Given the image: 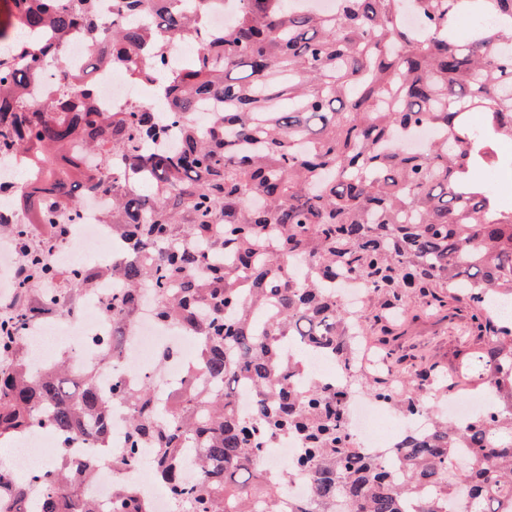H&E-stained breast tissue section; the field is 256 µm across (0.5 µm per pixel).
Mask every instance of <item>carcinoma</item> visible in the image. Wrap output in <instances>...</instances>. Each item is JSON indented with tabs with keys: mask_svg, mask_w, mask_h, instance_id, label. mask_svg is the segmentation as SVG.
<instances>
[{
	"mask_svg": "<svg viewBox=\"0 0 512 512\" xmlns=\"http://www.w3.org/2000/svg\"><path fill=\"white\" fill-rule=\"evenodd\" d=\"M209 0H112L129 17L107 29L97 0H9L0 40L51 33L41 43L17 40L16 56H0V157L30 155L28 184L12 188L34 224L62 231L63 210L83 193L112 195V234L125 239L129 262L112 266L117 287L101 303L117 332L99 356L125 365L119 329L133 317L144 283L159 297L158 318L192 327L201 344L188 372L197 390L160 411L147 382H112V395L133 405L125 454L144 460L172 498L195 512H490L489 500H512V318L493 301L512 300V206L473 177L492 143L512 140V0H339L334 15L303 0H240L237 23L205 31ZM415 8L423 30L404 22ZM167 40L196 39L194 65L156 86L167 112L129 107L93 109L95 90L67 72L64 45L89 33L94 64L115 63L142 47L144 80L163 63ZM60 72L54 94L34 105L27 71L47 57ZM224 99L208 127L190 117L201 102ZM477 112L482 124L473 126ZM423 128L436 137L418 150L406 140ZM89 157L88 168L62 163ZM28 278L0 317V443L33 425L68 442L96 441L104 453L110 400L88 368L70 377L65 362L38 369L18 342L39 314L70 303L48 289L35 301L34 282L62 278L71 293L89 288L96 269L60 274L43 250L29 247L26 224L11 227ZM356 277L391 313L421 304L428 316L464 302L463 337L480 347L464 370L442 379L430 360L399 375L369 377L374 398L408 418L432 408L433 385L448 396L474 379L492 380L505 404L464 423L433 416L423 436L402 433L391 465L353 448L336 382H300L302 356L316 352L352 370L349 336L373 328L392 346L398 333L336 295V281ZM248 391L252 415L238 410ZM276 438H293L303 454L277 482L256 457ZM32 481L0 480V496L27 512H99L82 494L96 464L74 462L67 446ZM192 466L194 486L182 480ZM312 476L314 496L290 500V479ZM112 512H143L135 491H112Z\"/></svg>",
	"mask_w": 512,
	"mask_h": 512,
	"instance_id": "obj_1",
	"label": "carcinoma"
}]
</instances>
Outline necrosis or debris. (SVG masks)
<instances>
[{
    "mask_svg": "<svg viewBox=\"0 0 512 512\" xmlns=\"http://www.w3.org/2000/svg\"><path fill=\"white\" fill-rule=\"evenodd\" d=\"M126 64L102 65L94 76L98 111L119 110L136 103L156 108L157 97L149 93L146 83L134 82L125 74ZM112 209V199L101 195L82 202L70 231L62 237V252L51 253L50 259L58 270L67 271L77 266V257L93 249H107L113 261L126 258L123 239L113 237L112 226L104 217ZM112 291L110 277H99L95 288L82 291L80 305L67 308L58 315L39 320L20 336L22 346L38 345L35 363L50 367L57 357L69 360L73 372H81L92 351L95 338L112 333V320L100 311L102 298ZM159 299L150 287L140 292L136 316L124 332L123 349L132 367L123 375L126 384L150 378L161 394L177 393L188 385L181 371L183 345L192 341L194 332L186 325L165 324L157 316ZM303 378L307 381L332 380L343 393L350 414V430L355 448L367 455L394 448L401 433L389 406L362 394L350 383L347 373L329 363L323 356L309 353L304 357ZM46 428L32 427L19 448H16L8 467L7 476L25 477L45 469L50 450L45 436ZM142 465L111 464L97 466L92 482L83 489L86 498L94 501L100 512H109L112 506V487L118 483L141 485Z\"/></svg>",
    "mask_w": 512,
    "mask_h": 512,
    "instance_id": "4bbe7bcc",
    "label": "necrosis or debris"
}]
</instances>
